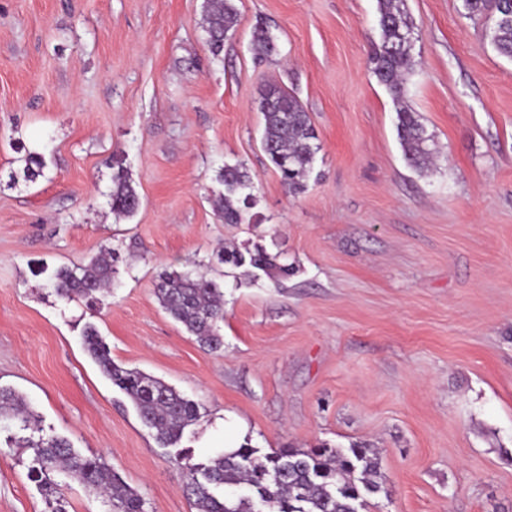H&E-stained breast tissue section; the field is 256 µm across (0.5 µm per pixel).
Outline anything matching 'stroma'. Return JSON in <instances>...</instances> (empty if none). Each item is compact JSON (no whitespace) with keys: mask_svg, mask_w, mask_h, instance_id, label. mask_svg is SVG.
<instances>
[{"mask_svg":"<svg viewBox=\"0 0 512 512\" xmlns=\"http://www.w3.org/2000/svg\"><path fill=\"white\" fill-rule=\"evenodd\" d=\"M219 55L205 0H0V386L46 433L100 455L145 512H193L178 448L201 463L250 443L378 449L382 492L363 512H512V60L463 0H407L417 65L406 98L436 143L411 167L393 100L371 73L377 0H234ZM278 52L254 57L257 23ZM294 94L320 150L290 195L260 144L268 86ZM42 153L26 181L19 147ZM121 158L141 204L116 218ZM227 165L256 204L220 220ZM115 254L96 306L49 279ZM291 264L275 279L219 263L222 246ZM200 267L224 291L222 350L159 305L163 270ZM94 325L116 363L199 405L179 447L160 445L86 353ZM0 416V512H49L33 453ZM66 512H108L57 477Z\"/></svg>","mask_w":512,"mask_h":512,"instance_id":"stroma-1","label":"stroma"}]
</instances>
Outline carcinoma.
Listing matches in <instances>:
<instances>
[{
  "mask_svg": "<svg viewBox=\"0 0 512 512\" xmlns=\"http://www.w3.org/2000/svg\"><path fill=\"white\" fill-rule=\"evenodd\" d=\"M469 15L486 17L490 44L501 56L512 59V24L497 25L495 19L512 11L509 0H463ZM209 51L218 55L224 40L236 31L239 15L233 0H206ZM379 41L371 44L369 64L377 81L396 104V131L408 163L423 170L433 163L434 139L427 134L418 113L406 103V80L417 61L413 53L415 24L405 0H378ZM252 46L258 58L277 53V44L267 27L253 28ZM263 115L262 149L280 173L288 192L305 190L319 150L318 137L308 113L293 95L277 87L265 90L260 103ZM24 178L30 182L45 176V157L28 152L23 156ZM224 195L216 201V211L226 224L247 220L255 204L249 192L252 180L242 167L224 166L221 174ZM112 213L128 217L140 207V196L123 168L112 175L108 194ZM218 260L239 268L287 275L288 265L275 262L264 250L221 249ZM112 249L103 247L90 262L63 266L52 282L63 301H97V294L112 287ZM154 294L160 306L205 349L219 351L224 345L219 323L224 321V291L212 279L191 271L165 270L158 275ZM86 352L112 385L131 401L143 423L155 430L157 440L173 446L184 431L199 419V406L173 386L137 368H126L112 360L111 351L96 328L83 333ZM0 414H7L30 431L24 447L34 453L33 471L40 475L58 473L96 490L109 506V512H145V502L136 489L112 471L99 456L80 454L68 439L47 435L40 429L25 399L9 388L0 387ZM177 457L187 461L185 490L195 512H358L366 495L382 490L378 455L369 448L321 447L304 450L280 448L264 455L247 445L221 454L205 463L190 464L185 451ZM244 488L247 493L229 497L222 490Z\"/></svg>",
  "mask_w": 512,
  "mask_h": 512,
  "instance_id": "cac0c4a2",
  "label": "carcinoma"
}]
</instances>
